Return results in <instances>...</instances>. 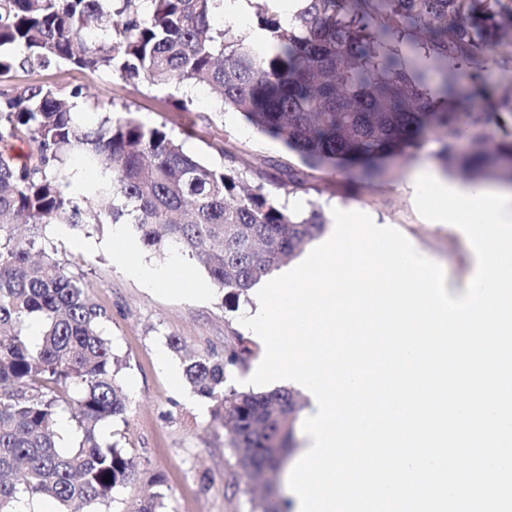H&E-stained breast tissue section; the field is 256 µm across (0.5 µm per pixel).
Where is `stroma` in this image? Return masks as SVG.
Masks as SVG:
<instances>
[{
	"label": "stroma",
	"instance_id": "stroma-1",
	"mask_svg": "<svg viewBox=\"0 0 512 512\" xmlns=\"http://www.w3.org/2000/svg\"><path fill=\"white\" fill-rule=\"evenodd\" d=\"M31 85H49L59 94L81 90L91 101L110 99L115 114L132 115L145 127H166L179 133L193 126L195 134L184 149L199 159L220 163L209 144L226 139L258 173L268 163L284 157L281 143L258 133L233 112L221 110L205 87L150 86L104 72L51 67L30 70L17 67L0 74V96L13 95ZM192 98L190 111L179 112L175 100ZM437 143L427 137L416 157L401 164L397 179L372 189L361 188L353 171L318 174L307 194L281 195L288 207L308 211L321 207L360 211L375 223L390 224L410 237L440 265L449 287L467 286L472 265L465 240L451 226L429 223L417 211L407 184L418 167L436 169ZM30 232L68 269L81 275L94 303L108 316L104 334L123 365L119 378L130 396L124 419L102 424L100 437L119 443L135 462L133 476L120 489L111 512H134L150 492L163 496V512H256L247 490L248 478L238 469L224 446V429L211 416V403L191 398L183 377L184 354L223 353L236 336L245 335L241 324L252 297L240 298L237 308L224 303V294L211 289L203 299L184 292L187 282L208 283L209 278L192 258L165 256L146 250L132 225L116 236L114 224H87L59 230L57 225H37ZM169 275L168 285L147 286L129 274L125 261ZM177 339L183 354L167 345Z\"/></svg>",
	"mask_w": 512,
	"mask_h": 512
}]
</instances>
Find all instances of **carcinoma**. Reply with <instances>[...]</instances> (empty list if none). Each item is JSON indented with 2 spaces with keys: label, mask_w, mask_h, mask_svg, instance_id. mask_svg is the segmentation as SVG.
<instances>
[{
  "label": "carcinoma",
  "mask_w": 512,
  "mask_h": 512,
  "mask_svg": "<svg viewBox=\"0 0 512 512\" xmlns=\"http://www.w3.org/2000/svg\"><path fill=\"white\" fill-rule=\"evenodd\" d=\"M261 0L256 27L274 51L224 21V0H0V73L67 66L138 78L151 86L204 85L222 109L296 155L253 182L229 141L210 147L224 164L184 152L165 127L94 107L93 126L74 118L76 89L63 97L33 85L0 100V232L28 224H131L144 245L194 258L233 308L279 263L327 228L279 190L308 192L315 173L357 167L370 185L388 162L413 157L428 128L442 133L443 173L472 184L512 183V83L493 91L480 63L512 68V6L503 0ZM485 93L489 112H463L466 93ZM26 141L14 163L11 142ZM98 174L79 190L68 160ZM105 312L81 278L19 232L0 238V512L21 498L57 512H102L134 468L99 426L125 415L120 363L102 334ZM40 324L33 342L28 323ZM252 354L246 341L224 356L186 362L192 392L214 402L235 465L254 481L294 447L298 395L220 391L226 367ZM68 412L76 446H59ZM111 480H106V477Z\"/></svg>",
  "instance_id": "obj_1"
}]
</instances>
